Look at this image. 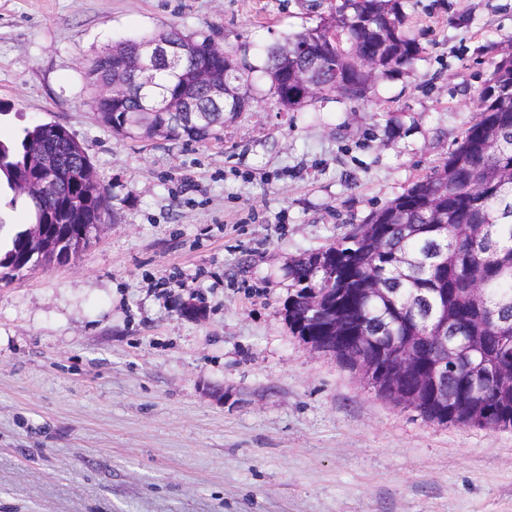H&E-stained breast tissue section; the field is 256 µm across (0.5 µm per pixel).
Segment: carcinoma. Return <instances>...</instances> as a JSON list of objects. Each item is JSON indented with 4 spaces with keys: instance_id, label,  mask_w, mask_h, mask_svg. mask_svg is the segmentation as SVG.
<instances>
[{
    "instance_id": "carcinoma-1",
    "label": "carcinoma",
    "mask_w": 512,
    "mask_h": 512,
    "mask_svg": "<svg viewBox=\"0 0 512 512\" xmlns=\"http://www.w3.org/2000/svg\"><path fill=\"white\" fill-rule=\"evenodd\" d=\"M401 0H341L328 16L310 28L288 36L287 45L267 52L262 72L271 80L273 95L286 109L302 107L312 98L284 74L291 66L310 72L317 92L336 93L346 85L354 99H364L371 86L412 63L421 53L416 40L402 30ZM167 42L185 47L181 71L159 66L152 94L157 99L188 97L198 110V123L177 129L153 125L139 127L135 114L141 108L136 94L119 93L98 103L100 120L125 138L159 136L167 140L204 143L222 139L225 113L235 114L231 103L224 111H209L205 88L184 81L195 69L212 40L191 38L171 29L159 34ZM319 48L324 60L315 64L310 49ZM112 65L101 55L90 66L87 79L100 88ZM478 117L463 133L457 147L401 195L372 212L369 224L379 226L377 248L363 227L325 249L307 253L288 268L293 294L288 302L302 314L306 294L327 297L336 288H369L374 282L384 292L364 302L355 315L334 301L330 314L336 324V344L328 352L348 368L372 348L361 337L385 330L389 339L419 336L420 364L428 367L443 354L428 334L448 320V380L438 394L448 392L454 402L444 411L431 402L419 414L429 422L512 429V404L508 387L483 377L488 367L512 366V50L494 64L490 78L476 100ZM42 143L63 168L79 171L89 162L86 149L57 124H37L24 132L17 144L0 141V180L14 191L33 175L28 145ZM448 224V234L433 228ZM28 229L17 231L11 248L0 257V281L15 275L16 261ZM485 288L486 306L473 307L468 289ZM297 336H328L323 318L288 320ZM475 341L477 350L466 352L464 343Z\"/></svg>"
}]
</instances>
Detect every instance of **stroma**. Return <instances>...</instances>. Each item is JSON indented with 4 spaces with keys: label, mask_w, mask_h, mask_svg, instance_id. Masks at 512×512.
<instances>
[{
    "label": "stroma",
    "mask_w": 512,
    "mask_h": 512,
    "mask_svg": "<svg viewBox=\"0 0 512 512\" xmlns=\"http://www.w3.org/2000/svg\"><path fill=\"white\" fill-rule=\"evenodd\" d=\"M336 0H0V139L64 126L107 189L77 257L0 282V512H512V429L438 425L293 334L288 268L440 164L512 0H403L422 52L282 109L269 48ZM172 28L252 67L205 144L121 139L84 74ZM0 189V240L32 223Z\"/></svg>",
    "instance_id": "stroma-1"
}]
</instances>
